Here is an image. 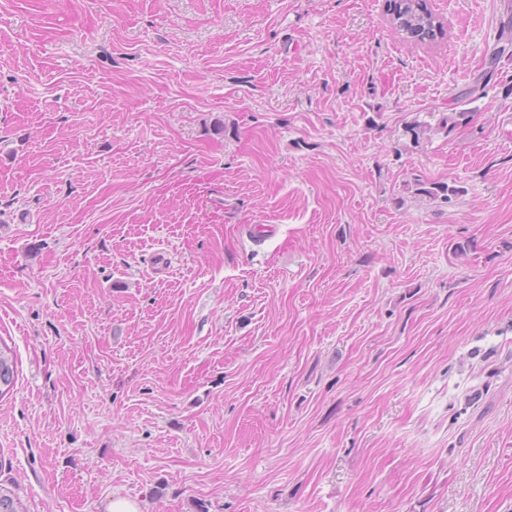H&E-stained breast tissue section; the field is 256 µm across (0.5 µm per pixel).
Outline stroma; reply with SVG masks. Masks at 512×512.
Wrapping results in <instances>:
<instances>
[{"mask_svg": "<svg viewBox=\"0 0 512 512\" xmlns=\"http://www.w3.org/2000/svg\"><path fill=\"white\" fill-rule=\"evenodd\" d=\"M429 4L0 0L27 512H512V0ZM386 2L392 28L402 39L433 44L447 36L444 21L433 13L427 0H387Z\"/></svg>", "mask_w": 512, "mask_h": 512, "instance_id": "stroma-1", "label": "stroma"}]
</instances>
